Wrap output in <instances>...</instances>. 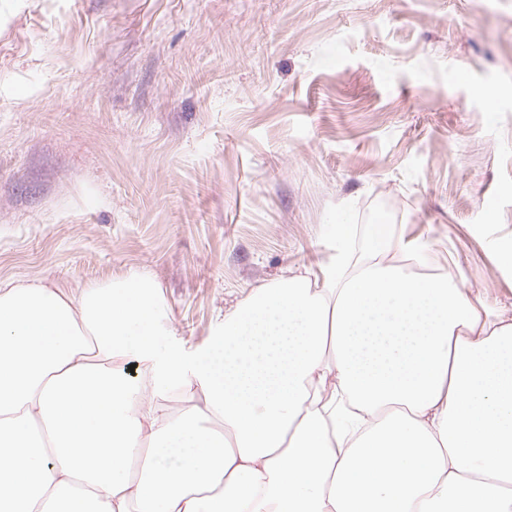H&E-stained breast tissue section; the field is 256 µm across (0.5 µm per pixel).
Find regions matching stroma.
<instances>
[{
	"mask_svg": "<svg viewBox=\"0 0 512 512\" xmlns=\"http://www.w3.org/2000/svg\"><path fill=\"white\" fill-rule=\"evenodd\" d=\"M343 213L512 303V0H0V282L150 275L192 352Z\"/></svg>",
	"mask_w": 512,
	"mask_h": 512,
	"instance_id": "stroma-1",
	"label": "stroma"
}]
</instances>
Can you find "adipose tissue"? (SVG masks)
<instances>
[{"mask_svg":"<svg viewBox=\"0 0 512 512\" xmlns=\"http://www.w3.org/2000/svg\"><path fill=\"white\" fill-rule=\"evenodd\" d=\"M356 236L193 352L147 275L0 284V512H512V307Z\"/></svg>","mask_w":512,"mask_h":512,"instance_id":"obj_1","label":"adipose tissue"}]
</instances>
